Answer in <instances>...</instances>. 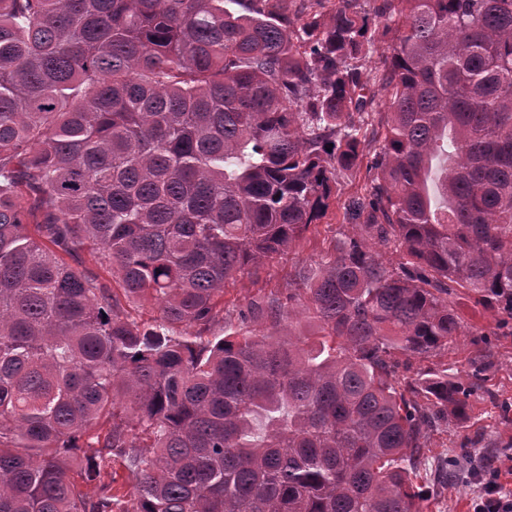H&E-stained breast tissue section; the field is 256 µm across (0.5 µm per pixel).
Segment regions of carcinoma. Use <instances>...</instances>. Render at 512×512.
I'll return each instance as SVG.
<instances>
[{"instance_id":"obj_1","label":"carcinoma","mask_w":512,"mask_h":512,"mask_svg":"<svg viewBox=\"0 0 512 512\" xmlns=\"http://www.w3.org/2000/svg\"><path fill=\"white\" fill-rule=\"evenodd\" d=\"M459 290L512 335V0H0V512H428ZM338 195L333 201L329 212L319 224L312 226L305 240L293 247L282 258L267 262L257 271L251 270L226 284L224 290V307L229 310L238 309L259 293L271 288H286L288 274L294 269L313 264L320 251L333 240L352 231L344 219V203L349 197L360 193L365 183V166L356 175L340 173L338 176Z\"/></svg>"}]
</instances>
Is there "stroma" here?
<instances>
[{"instance_id": "1", "label": "stroma", "mask_w": 512, "mask_h": 512, "mask_svg": "<svg viewBox=\"0 0 512 512\" xmlns=\"http://www.w3.org/2000/svg\"><path fill=\"white\" fill-rule=\"evenodd\" d=\"M364 183V173L339 174V192L327 216L311 227L305 240L288 254L227 283L225 308L233 310L244 306L259 290L286 287L289 273L312 264L330 242L350 233L351 228L344 218V204L349 197L361 192ZM456 309L464 334L449 345L447 353L441 354V361L458 366L466 357L483 349L491 354L494 368L484 389L476 391L471 398L468 426L450 424L447 433L433 437L431 451L459 458L465 454L460 446L462 439L476 438V452L491 457L494 466L502 471L503 483L512 490V421L503 419L499 410L500 404H512V336L496 335L499 320L496 310L477 305L464 296L458 298ZM477 492V484L466 478L457 479L442 488L431 487L430 512H472L471 502Z\"/></svg>"}]
</instances>
